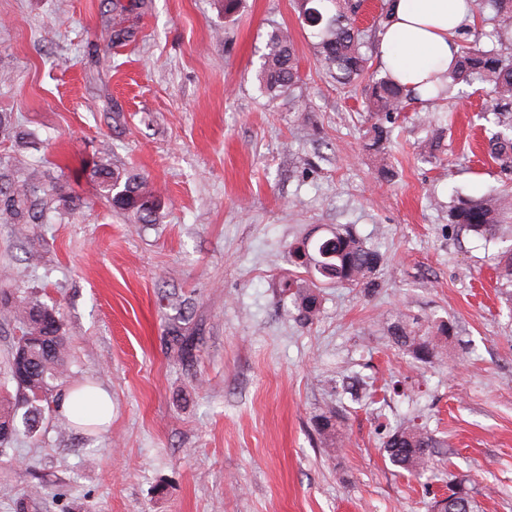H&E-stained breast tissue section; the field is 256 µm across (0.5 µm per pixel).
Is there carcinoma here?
I'll list each match as a JSON object with an SVG mask.
<instances>
[{
	"label": "carcinoma",
	"mask_w": 512,
	"mask_h": 512,
	"mask_svg": "<svg viewBox=\"0 0 512 512\" xmlns=\"http://www.w3.org/2000/svg\"><path fill=\"white\" fill-rule=\"evenodd\" d=\"M479 9L489 8L497 22L496 35L500 40L512 34V0H479ZM359 0H295V8L302 26L311 29L315 38L312 49L327 74L341 85H348L368 77L366 91L376 111L385 119L405 112L420 99V93L395 83L390 77L380 79L367 76L368 58L362 53L363 30L356 25ZM132 6L112 0V24L105 28V39L113 45H124L135 39L136 28L127 25L119 16L131 13ZM451 84H470L478 81L486 85L492 97L490 112L501 130L489 137L490 155L503 165L512 163V54L504 56L476 48L460 50L454 69L448 73ZM260 81L264 91L277 97L293 91L300 81V73L293 41L288 32L277 31L269 36L262 56ZM389 130L383 123H375L369 130V146L378 149L388 139ZM103 196L116 211L132 215L140 224H153L164 207L161 194L150 187L148 180L135 173L118 170L103 162L89 170ZM42 173L29 171L23 183L9 190L0 189V223L11 224L17 230L34 224L41 218L47 199L39 196ZM451 221L480 235L491 234L503 224L512 223V191L504 189L496 195L459 202L450 211ZM305 251L306 260L299 266L313 278L304 288L298 281L288 279L284 291L289 293L303 319L311 320L319 312V299L312 286L336 284L357 287L380 265L379 253L368 246L349 227L336 226L325 230L317 238L306 237L293 247V252ZM0 319L18 323L24 336H43L53 347L46 353L44 346L28 347L27 359L37 372L22 376L11 354L3 370L4 379L15 385L14 402L0 406V428L18 430L17 421L31 433L37 431L45 419V402H57L60 395L49 397L66 372V342L62 319L58 311L31 296L19 301L13 294L0 292ZM452 327L442 323L427 336H419L412 326L399 320L390 327V335L398 346L409 351L420 362L438 358L439 342L451 335ZM436 439L424 428L412 426L394 430L383 444L389 462L410 474L424 472L437 447ZM450 496L435 501L439 512H478V505L463 483L448 488Z\"/></svg>",
	"instance_id": "cac0c4a2"
}]
</instances>
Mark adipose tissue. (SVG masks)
<instances>
[{
  "label": "adipose tissue",
  "instance_id": "obj_1",
  "mask_svg": "<svg viewBox=\"0 0 512 512\" xmlns=\"http://www.w3.org/2000/svg\"><path fill=\"white\" fill-rule=\"evenodd\" d=\"M390 8L381 39L385 71L423 98L438 96L448 87L459 54L456 35L473 14L472 0H392ZM57 409L80 426L103 429L112 421V397L101 387L88 394L65 391Z\"/></svg>",
  "mask_w": 512,
  "mask_h": 512
}]
</instances>
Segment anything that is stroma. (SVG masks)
I'll list each match as a JSON object with an SVG mask.
<instances>
[{
    "mask_svg": "<svg viewBox=\"0 0 512 512\" xmlns=\"http://www.w3.org/2000/svg\"><path fill=\"white\" fill-rule=\"evenodd\" d=\"M101 0H0V186L37 168L74 210L0 224V289L58 306L62 390L99 384L112 425L48 413L0 455V512H431L465 481L479 512H512V231L452 223L459 200L512 188L488 152L481 83L416 103L384 149L363 82H334L293 0H145L135 41H103ZM294 38L310 110L256 73L273 31ZM98 55L97 70L88 67ZM452 115L439 159L422 156ZM159 188L156 223L114 211L85 173L99 158ZM352 226L381 255L368 288L326 285L309 322L282 290L304 278L289 247ZM188 317L190 358L167 349ZM452 325L442 359L416 361L392 323ZM335 414V431L319 419ZM441 441L423 475L390 464L408 423ZM39 496H30L32 487Z\"/></svg>",
    "mask_w": 512,
    "mask_h": 512,
    "instance_id": "stroma-1",
    "label": "stroma"
}]
</instances>
